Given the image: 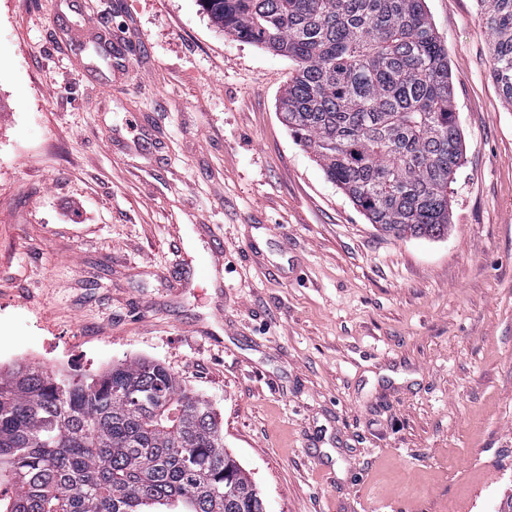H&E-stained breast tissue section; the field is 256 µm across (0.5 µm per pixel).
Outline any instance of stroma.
<instances>
[{
	"label": "stroma",
	"instance_id": "obj_1",
	"mask_svg": "<svg viewBox=\"0 0 512 512\" xmlns=\"http://www.w3.org/2000/svg\"><path fill=\"white\" fill-rule=\"evenodd\" d=\"M427 10L463 152L439 239L376 230L281 122L293 62L200 0H0V368L162 363L267 512H500L512 105L477 0Z\"/></svg>",
	"mask_w": 512,
	"mask_h": 512
}]
</instances>
